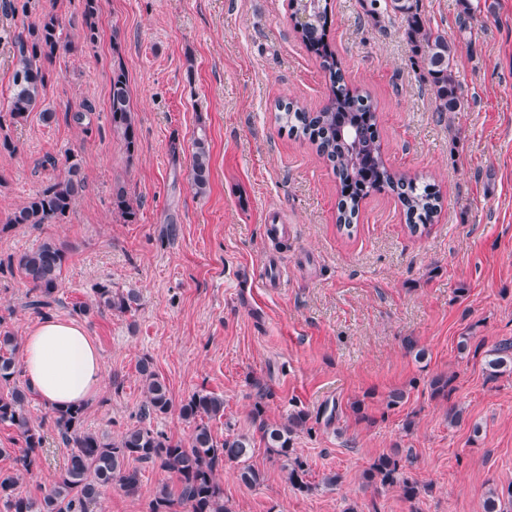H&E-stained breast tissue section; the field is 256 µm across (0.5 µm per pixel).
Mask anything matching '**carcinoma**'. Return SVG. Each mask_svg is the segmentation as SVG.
I'll return each mask as SVG.
<instances>
[{"instance_id":"obj_1","label":"carcinoma","mask_w":512,"mask_h":512,"mask_svg":"<svg viewBox=\"0 0 512 512\" xmlns=\"http://www.w3.org/2000/svg\"><path fill=\"white\" fill-rule=\"evenodd\" d=\"M419 2L369 0L368 14L376 21L390 14L405 20L409 38L426 49L437 111L456 112L462 100L454 70L455 47L443 34L424 26L419 16ZM304 8L314 20L301 25L298 33L329 73L331 92L325 105L316 112H309L294 102L278 104L276 121L288 129L289 135L310 141L318 155L331 165L339 185L344 187L337 204L339 226L350 229L358 217L361 201L374 191L387 190L400 202L410 232L426 228L440 207L438 192L428 183L405 179L389 168L378 141L371 100L345 87L344 74L335 54L325 43L326 7L322 0H310ZM5 9L32 18L13 40L8 115L18 120L27 117L43 101L47 85L44 63L68 52L69 45L61 41L64 18L46 8L41 0H8ZM99 11L100 0H83V34L88 43L99 38L96 24ZM110 113L112 131L124 140L128 152L135 151L136 129L128 80L120 68L112 76ZM191 176L197 193H205L210 177V149L203 138L194 142ZM84 188L81 160L69 152L65 155V175L29 196L6 218L0 231L18 224L37 227L63 222ZM113 202L125 221L136 219L137 207L124 188L115 191ZM67 260V249L51 240L17 259L26 283L31 285L30 292L34 293L30 302L33 309L39 311L55 301ZM138 301L137 292L114 290L110 283H100L95 288L98 308L127 313L136 308ZM18 350L17 337L7 331L0 332V424L15 428L25 442V447L14 457V471H0V500L7 512H86V505L101 494V489L113 485L134 496L140 491L142 477L141 469L134 466L136 462L171 474L177 487L174 492L169 485H162L149 502L148 512H177L178 504L188 507L189 512H231L217 478L226 460L240 463L239 477L243 483L257 485L263 481V474L248 464L254 448L249 435L232 432L222 441L212 435L209 422L224 416L221 395L197 392L182 402L181 417L193 423L186 440H175L146 424L151 417L168 414L173 401L152 362L144 358L138 364L145 396L139 424L115 439L84 429V404L52 409L61 440L74 451L65 471L41 499L22 495L18 491L20 480L39 461L44 435L27 410L32 388L16 381ZM485 371L491 378L512 373V341L502 342L489 351ZM253 387L256 393L252 422L267 450L282 462L286 479L294 488L311 490L305 463L294 448L296 435L307 426L308 413L294 411L280 423H269L264 418L266 389L259 381L254 382ZM365 475L369 483L399 487L409 502L420 493L417 483L405 477L399 461L393 457H379Z\"/></svg>"}]
</instances>
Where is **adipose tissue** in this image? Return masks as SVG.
<instances>
[{
    "label": "adipose tissue",
    "instance_id": "ef3b65f1",
    "mask_svg": "<svg viewBox=\"0 0 512 512\" xmlns=\"http://www.w3.org/2000/svg\"><path fill=\"white\" fill-rule=\"evenodd\" d=\"M22 368L49 407L87 402L102 384L98 349L84 328L71 320L37 321L23 339Z\"/></svg>",
    "mask_w": 512,
    "mask_h": 512
}]
</instances>
